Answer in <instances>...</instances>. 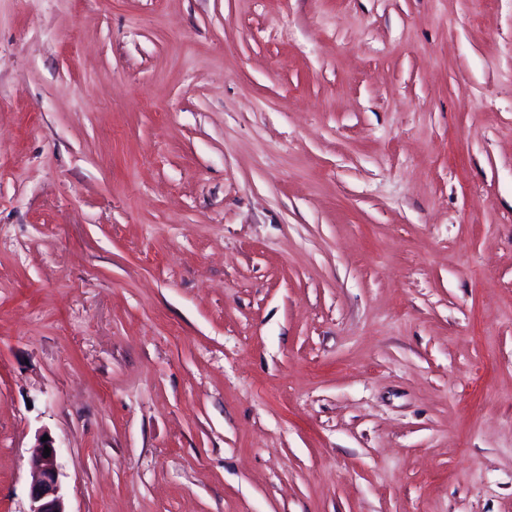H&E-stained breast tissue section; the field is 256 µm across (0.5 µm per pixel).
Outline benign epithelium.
Instances as JSON below:
<instances>
[{
	"instance_id": "7a95c632",
	"label": "benign epithelium",
	"mask_w": 512,
	"mask_h": 512,
	"mask_svg": "<svg viewBox=\"0 0 512 512\" xmlns=\"http://www.w3.org/2000/svg\"><path fill=\"white\" fill-rule=\"evenodd\" d=\"M47 447L50 448V455L45 457L43 453ZM29 466L33 474L29 512H67L59 480L57 449L53 440L45 441L43 435H38Z\"/></svg>"
}]
</instances>
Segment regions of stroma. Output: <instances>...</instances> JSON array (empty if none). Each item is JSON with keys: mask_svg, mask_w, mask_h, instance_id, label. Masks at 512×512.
<instances>
[{"mask_svg": "<svg viewBox=\"0 0 512 512\" xmlns=\"http://www.w3.org/2000/svg\"><path fill=\"white\" fill-rule=\"evenodd\" d=\"M512 512V0H0V512ZM44 435L40 434L36 438V444L29 459L33 474L29 512H68L59 480L57 449L49 436L47 441H42ZM45 446L50 448L48 457L43 456Z\"/></svg>", "mask_w": 512, "mask_h": 512, "instance_id": "35a3bbf8", "label": "stroma"}]
</instances>
